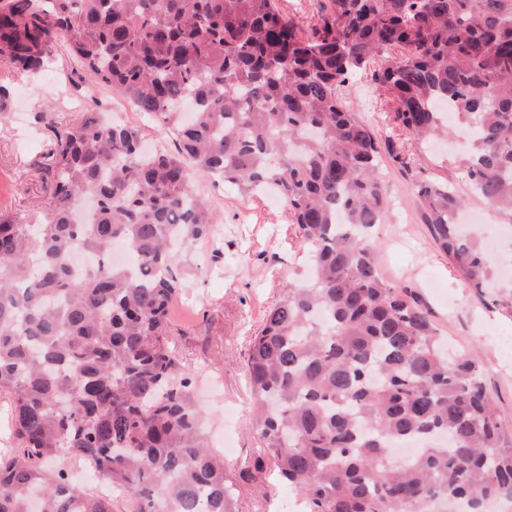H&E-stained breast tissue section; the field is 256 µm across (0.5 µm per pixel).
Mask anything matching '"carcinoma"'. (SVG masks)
Segmentation results:
<instances>
[{
	"label": "carcinoma",
	"instance_id": "1",
	"mask_svg": "<svg viewBox=\"0 0 512 512\" xmlns=\"http://www.w3.org/2000/svg\"><path fill=\"white\" fill-rule=\"evenodd\" d=\"M64 39L83 75L155 120L175 150L85 113L56 132L41 224L0 217V394L20 454L0 457V512H112L71 485L77 461L128 512H234L224 460L175 353L182 254L220 215L198 176L281 198L308 277L250 337L253 429L305 512H470L512 498L482 365L448 354L430 312L388 281L376 231L391 201L380 142L344 104L361 71L416 139L443 102L475 127L473 196L512 223V0H319L304 26L279 0H0V63L37 73ZM438 250L470 287L491 260L454 217L464 200L415 186ZM412 442L417 453L393 455Z\"/></svg>",
	"mask_w": 512,
	"mask_h": 512
}]
</instances>
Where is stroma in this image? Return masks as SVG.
<instances>
[{
  "label": "stroma",
  "instance_id": "35a3bbf8",
  "mask_svg": "<svg viewBox=\"0 0 512 512\" xmlns=\"http://www.w3.org/2000/svg\"><path fill=\"white\" fill-rule=\"evenodd\" d=\"M72 63L57 43L49 67L34 77L0 65V85L9 114L0 122V215L25 224L41 223L52 183L47 152L53 128L34 122L35 113L53 110L61 123L77 120L82 105L59 98L55 88L68 84ZM85 98L103 111L119 112L138 126L147 143L160 137L155 122L137 112L116 92L83 83ZM348 106L361 112L380 141L404 146L409 163L383 153V178L392 200L391 217L378 230V259L384 276L409 288L426 305L449 344L472 354L485 369L483 383L494 399L500 424L512 434V281L476 293L452 271L436 248L415 192L420 182L448 183L466 197V209L480 213L481 226L497 242L496 262L512 268V223L473 197L462 158V130L418 144L393 120V114L369 78L346 93ZM198 189L221 215L209 238L196 242L181 258L185 287L172 307L171 320L180 360L193 373L196 397L206 414L210 448L224 457L234 483L235 512H301L300 497L272 471H259L265 456L252 430L251 392L246 382L248 338L278 299L282 286L307 272L308 254L299 247L282 205L263 193L212 186ZM224 256L214 259V243Z\"/></svg>",
  "mask_w": 512,
  "mask_h": 512
}]
</instances>
